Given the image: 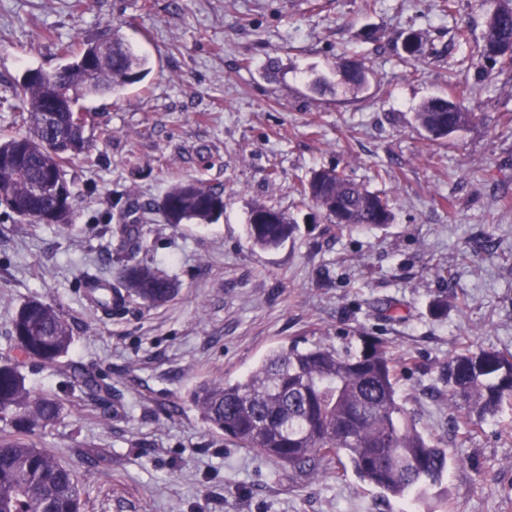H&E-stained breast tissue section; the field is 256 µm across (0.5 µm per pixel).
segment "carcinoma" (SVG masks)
Here are the masks:
<instances>
[{
    "instance_id": "1",
    "label": "carcinoma",
    "mask_w": 512,
    "mask_h": 512,
    "mask_svg": "<svg viewBox=\"0 0 512 512\" xmlns=\"http://www.w3.org/2000/svg\"><path fill=\"white\" fill-rule=\"evenodd\" d=\"M488 6L482 32L484 57L490 62L512 57V0H483ZM112 28L111 35L88 41L82 53L62 49V63L34 78L24 76L13 93V109L25 130L0 138V207L15 215L56 225L69 223L73 191L64 165L84 152L95 129V113L81 102L116 94L142 81L147 60ZM89 54L92 65L81 61ZM342 85L360 93L366 75L354 61L336 59ZM60 97L70 111L47 123L52 100ZM431 98L415 119L427 132L458 131L475 119L464 100ZM52 190L37 193L35 186ZM301 202L321 210L340 232L377 228L391 221L388 200L356 183L335 167L321 168L299 191ZM221 194L194 182L169 188L162 201L167 220L209 224L218 214L213 201ZM293 224H246L249 242L276 249L294 233ZM87 299L112 312V298L122 292L151 305L176 293L175 281L148 263H126L117 281L88 275ZM11 344L0 352V422L12 432L0 434V512H83L77 471L34 437L62 418L64 401L36 390L26 368L56 370L68 387L101 405L100 417L112 416V387L101 376L69 358L74 327L59 308L30 297L17 309L9 330ZM448 407L462 413L470 430L512 411V352L465 348L448 360L440 376ZM191 403L209 429L224 433L239 447L273 458L306 477L335 461L384 495L424 499L442 485L454 449L434 444L418 430L398 390V363L388 343L358 333L357 345L338 347L294 340L269 350L259 364L236 380L204 381L191 392Z\"/></svg>"
}]
</instances>
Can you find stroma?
Returning <instances> with one entry per match:
<instances>
[{"mask_svg":"<svg viewBox=\"0 0 512 512\" xmlns=\"http://www.w3.org/2000/svg\"><path fill=\"white\" fill-rule=\"evenodd\" d=\"M439 2L0 0V136L22 130L15 83L27 69L54 70L60 43L78 49L117 25L149 60L141 82L86 103L112 136L66 165L68 225L0 208V350L19 305L37 296L72 320V358L112 386L104 425L64 376H29L65 403L38 442L77 470L85 512H406L335 464L308 479L239 448L189 400L199 382L241 377L275 346L332 341L342 329L409 359L406 409L433 442L458 449L436 512H512V422L455 432L440 382L460 349L512 351V64L482 55L480 0L447 13ZM412 41L420 54L408 52ZM343 55L364 63L363 93L340 87ZM318 76L336 92L313 91ZM457 86L476 119L430 136L415 112ZM324 167L385 191L391 223L340 232L302 204L301 181ZM180 180L221 194L216 222L168 223L162 200ZM128 200L139 207L138 259L179 291L164 306L131 298L107 316L79 283L87 272L118 277L129 248L116 206ZM257 203L297 226L278 249L248 241ZM82 448L112 461L89 467Z\"/></svg>","mask_w":512,"mask_h":512,"instance_id":"1","label":"stroma"}]
</instances>
